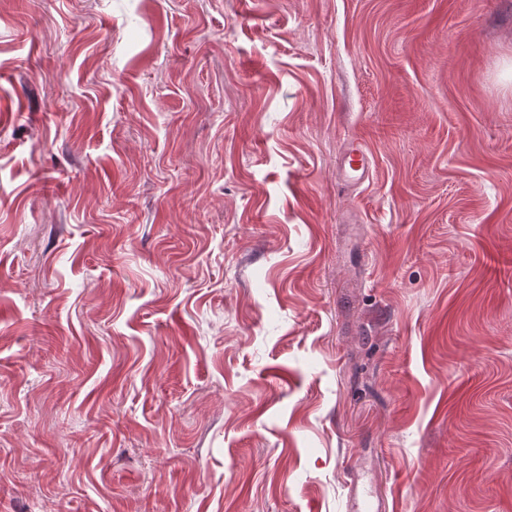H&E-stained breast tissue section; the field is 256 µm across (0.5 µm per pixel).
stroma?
Masks as SVG:
<instances>
[{
    "label": "stroma",
    "mask_w": 512,
    "mask_h": 512,
    "mask_svg": "<svg viewBox=\"0 0 512 512\" xmlns=\"http://www.w3.org/2000/svg\"><path fill=\"white\" fill-rule=\"evenodd\" d=\"M510 66L512 0H0V512H512ZM369 165L370 159L364 150L363 144L359 140L353 139L344 153V165L342 170L346 180L360 182L367 175ZM346 168L349 172L359 174V176L356 178L351 177L346 171Z\"/></svg>",
    "instance_id": "1"
}]
</instances>
